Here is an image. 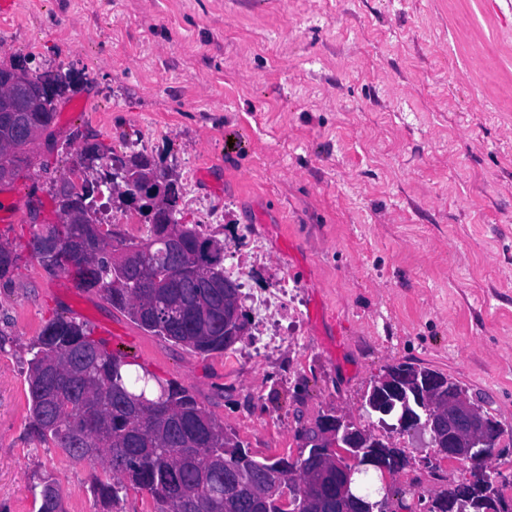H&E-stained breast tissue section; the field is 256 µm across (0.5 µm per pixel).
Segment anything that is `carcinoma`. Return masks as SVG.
Masks as SVG:
<instances>
[{"label":"carcinoma","instance_id":"cac0c4a2","mask_svg":"<svg viewBox=\"0 0 512 512\" xmlns=\"http://www.w3.org/2000/svg\"><path fill=\"white\" fill-rule=\"evenodd\" d=\"M28 86L35 92L26 106L44 119L47 131L56 118V101L66 83L23 69ZM29 144H0V169L9 173L26 163ZM112 165L120 166L128 177L112 192L120 203L134 189L147 190L148 201L139 214L151 210L168 212L175 224H149L147 238L134 245L123 243L115 233L105 232L94 218L102 188L86 182L65 199L57 191L49 193L59 217L57 224H43L34 234L31 246L46 272L64 274L78 281L79 287L103 296L112 308L140 329L159 336L192 352L209 356L234 349L238 339L224 331V321L204 326L194 324L192 311L221 300L220 289L206 287V270L192 268L191 258L171 252L168 232L181 237L197 260L208 259L207 247L224 240L184 223L179 208L182 186L168 170L158 166L154 157L141 152L112 156ZM54 241L57 253L46 261L41 243ZM18 256L0 243V280L13 272ZM32 357L27 361L25 381L30 399V434L52 444L76 460L101 461L106 480H98L93 494L107 506L130 489L149 495L157 504L156 512H180L176 493L194 496L196 512H214L213 494L224 491L221 478L214 476L216 455L222 470L242 479L273 474L284 484L302 479L299 461L289 457L256 459L243 442L224 435V425L197 401L193 392L180 382L154 379L148 370L132 372V362L122 353L110 352L93 339L83 321L64 314L50 319L33 341ZM394 378L418 375L425 379L436 375L448 390V376L442 372L399 363L387 368ZM156 380L157 387L149 385ZM207 417L213 428L211 441L197 449L187 448L182 438L190 419ZM369 454L376 465L364 461L339 463L353 470L359 494L372 498L386 493L376 478L381 468L399 471L408 459L404 449L376 440ZM501 494L496 480L487 476L480 481L467 509L471 512H506L498 508ZM39 512H64L59 489L46 484L41 490ZM235 512H281L276 499L249 498Z\"/></svg>","mask_w":512,"mask_h":512}]
</instances>
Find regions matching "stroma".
<instances>
[{
	"label": "stroma",
	"mask_w": 512,
	"mask_h": 512,
	"mask_svg": "<svg viewBox=\"0 0 512 512\" xmlns=\"http://www.w3.org/2000/svg\"><path fill=\"white\" fill-rule=\"evenodd\" d=\"M0 33V64L74 81L33 164L0 184L45 203L0 236L18 255L0 281V512H38L42 477L65 512L156 510L133 490L103 507L102 464L28 433L29 347L60 313L111 323L109 351L191 387L260 458L298 456V430L329 414L367 426L387 366L451 375L504 428L487 471L512 506V0H18ZM88 141L192 168L229 213L225 263L262 238L296 285L279 355H197L45 271L30 242ZM381 437L409 459L393 487L424 481L393 512L473 479L413 435Z\"/></svg>",
	"instance_id": "stroma-1"
}]
</instances>
